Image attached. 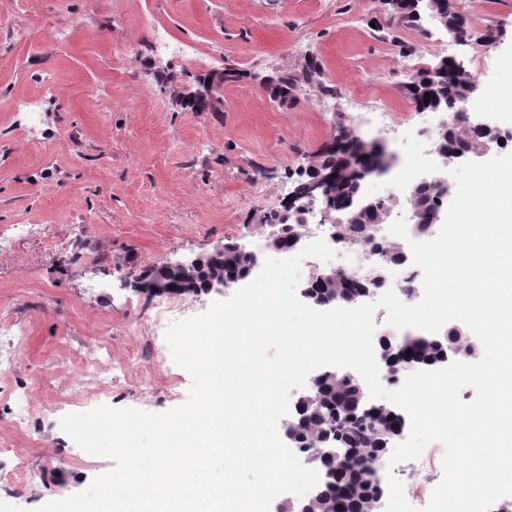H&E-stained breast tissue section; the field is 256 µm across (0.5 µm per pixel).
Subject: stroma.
Instances as JSON below:
<instances>
[{"mask_svg": "<svg viewBox=\"0 0 512 512\" xmlns=\"http://www.w3.org/2000/svg\"><path fill=\"white\" fill-rule=\"evenodd\" d=\"M486 49L450 43L433 22L385 31L373 0H0V328L21 330L16 363L0 376V500L35 512L114 469L62 432L94 409L100 381L84 373L99 345L124 371L106 385L112 408L163 413L182 405L191 377L170 353L138 354L156 331V297L129 272L228 241L264 256V216L281 210L301 169L338 127L361 137L352 110L385 109L419 127L401 88L420 64L464 58L482 93L512 90V0H457ZM165 27L187 55L155 50ZM316 58L335 110L307 90L273 103L254 80ZM219 112H188L163 78L190 82L224 66ZM32 436L12 428L19 399ZM443 447L400 465L404 483L440 482Z\"/></svg>", "mask_w": 512, "mask_h": 512, "instance_id": "35a3bbf8", "label": "stroma"}]
</instances>
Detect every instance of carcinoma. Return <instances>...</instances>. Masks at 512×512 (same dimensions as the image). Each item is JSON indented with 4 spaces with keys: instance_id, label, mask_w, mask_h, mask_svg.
I'll list each match as a JSON object with an SVG mask.
<instances>
[{
    "instance_id": "carcinoma-1",
    "label": "carcinoma",
    "mask_w": 512,
    "mask_h": 512,
    "mask_svg": "<svg viewBox=\"0 0 512 512\" xmlns=\"http://www.w3.org/2000/svg\"><path fill=\"white\" fill-rule=\"evenodd\" d=\"M449 24L461 41L475 36L478 28L470 21H458L452 17ZM389 27H418L420 20L407 10L388 17ZM320 65L310 58L299 70L278 69L274 71L276 85L267 89L269 99L274 103H286L296 97L305 84L313 83L314 76L319 74ZM429 73L418 70L403 85L404 95L411 101H418L425 92ZM474 79L467 71H458L448 76V80L439 85L440 102L448 106V111L455 112L461 104L464 92L473 85ZM483 141L478 130L458 127L454 136L457 146L476 147ZM336 142L341 147L324 150L320 156L321 164L337 171L336 204L345 202L351 195L360 191L362 180L374 174V169L364 164L361 169H353L350 163L359 146V136L340 129ZM339 240L349 246L365 248L377 246L387 258L405 263V257L398 247L385 245L377 238L370 236L368 224H359L351 220L336 227ZM248 266V256L231 249L215 261L214 268L224 271V276L235 279L244 274ZM336 303H350L353 297L360 294L358 281L339 279L336 281ZM384 348L396 353L390 376L397 379L404 367L416 364L421 370H437L448 359V350L455 351L456 356H468L473 346L468 336L457 334L428 335L421 333L405 336H387ZM412 349V355L405 354ZM361 384L351 373H335L326 376L318 384L313 398L299 409L300 417L291 421V427L298 439L295 447L311 453L324 442L331 440L336 447L347 452L346 465L341 467V475L336 481L321 485L322 495L318 501V509L327 512L331 508L341 509L350 499L354 500L357 512H375V503L381 493L383 480L377 469V461L388 448L393 438V427L397 424L401 413L394 410H380L368 417L364 414V405L359 398L358 388Z\"/></svg>"
}]
</instances>
